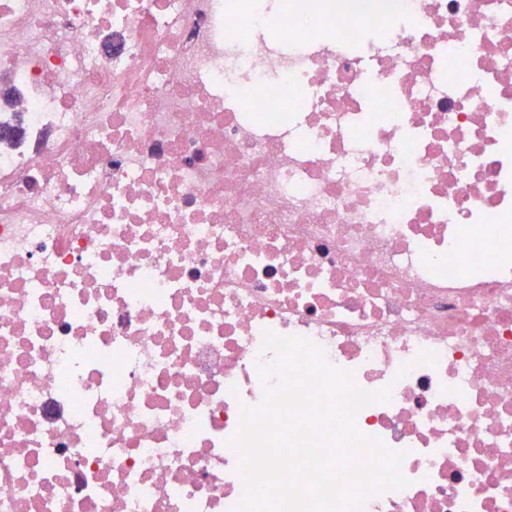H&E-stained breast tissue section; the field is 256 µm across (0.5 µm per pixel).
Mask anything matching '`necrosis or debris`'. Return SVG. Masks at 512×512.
I'll return each mask as SVG.
<instances>
[{
    "label": "necrosis or debris",
    "mask_w": 512,
    "mask_h": 512,
    "mask_svg": "<svg viewBox=\"0 0 512 512\" xmlns=\"http://www.w3.org/2000/svg\"><path fill=\"white\" fill-rule=\"evenodd\" d=\"M0 512H234L265 333L512 512V0H0Z\"/></svg>",
    "instance_id": "1"
}]
</instances>
